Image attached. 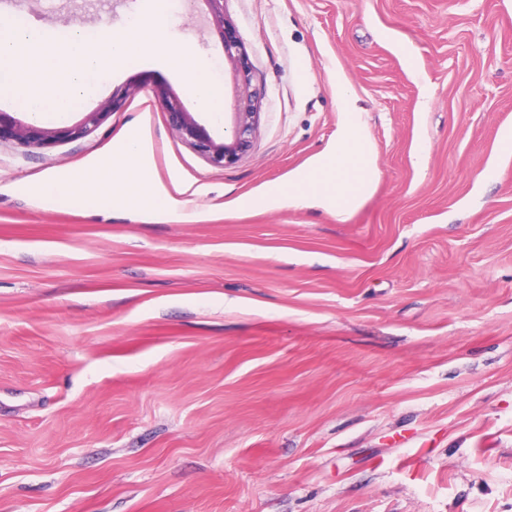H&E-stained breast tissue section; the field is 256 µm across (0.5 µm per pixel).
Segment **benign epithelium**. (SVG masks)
<instances>
[{"instance_id":"7a95c632","label":"benign epithelium","mask_w":512,"mask_h":512,"mask_svg":"<svg viewBox=\"0 0 512 512\" xmlns=\"http://www.w3.org/2000/svg\"><path fill=\"white\" fill-rule=\"evenodd\" d=\"M206 2L211 5L212 24L222 41L224 59L233 65L237 81L241 83L235 99L234 129L230 136L218 143L196 122L191 113L185 111L175 93L164 94L159 99V106L168 113L173 129L183 140L206 155L214 165L227 167L235 164L252 146L251 135L263 90L252 85L251 67L245 48L235 29L225 21L224 10L220 8L223 0ZM102 116L101 112H90L80 126L48 130L33 123L6 118L0 113V140H11L22 147L41 146L56 139L78 137L97 125Z\"/></svg>"}]
</instances>
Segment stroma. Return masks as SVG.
<instances>
[{
  "instance_id": "stroma-1",
  "label": "stroma",
  "mask_w": 512,
  "mask_h": 512,
  "mask_svg": "<svg viewBox=\"0 0 512 512\" xmlns=\"http://www.w3.org/2000/svg\"><path fill=\"white\" fill-rule=\"evenodd\" d=\"M66 29L141 0H0ZM265 83L253 146L213 165L172 131V70L132 63L68 125L0 141V512H512V0H224ZM206 0L175 44L222 54ZM353 104L354 113L343 110ZM371 144L372 193L253 198ZM144 132L195 193L146 224L22 183ZM107 112H89L80 126L64 127L57 130L41 128L33 123L21 122L4 117L0 113V141L2 139L16 142L21 147L41 146L61 138L81 136L90 126H96Z\"/></svg>"
}]
</instances>
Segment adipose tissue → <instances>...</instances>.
Returning a JSON list of instances; mask_svg holds the SVG:
<instances>
[{"mask_svg": "<svg viewBox=\"0 0 512 512\" xmlns=\"http://www.w3.org/2000/svg\"><path fill=\"white\" fill-rule=\"evenodd\" d=\"M147 155L145 138L133 134L123 139L107 160L96 159L75 169L48 173L30 192L46 208L71 197L126 209L147 223L173 221L179 196L187 194L191 186L176 176L171 177L169 185L159 183L156 168ZM374 176L372 149L351 130L338 142L332 157L316 160L288 187H269L261 201L271 207L327 205L342 218L367 196Z\"/></svg>", "mask_w": 512, "mask_h": 512, "instance_id": "obj_1", "label": "adipose tissue"}]
</instances>
